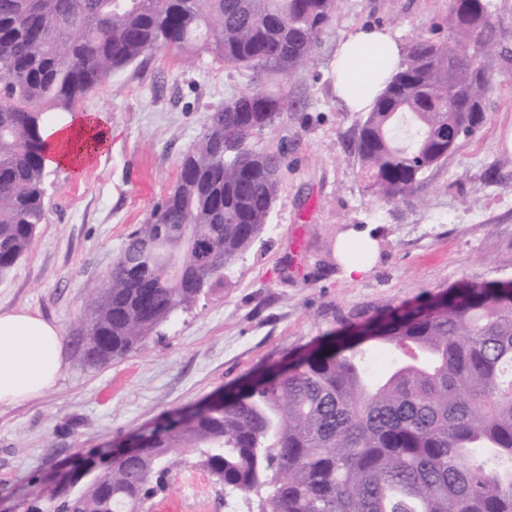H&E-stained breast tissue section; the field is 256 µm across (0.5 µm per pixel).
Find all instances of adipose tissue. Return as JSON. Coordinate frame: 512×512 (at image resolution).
Segmentation results:
<instances>
[{"label":"adipose tissue","instance_id":"ef3b65f1","mask_svg":"<svg viewBox=\"0 0 512 512\" xmlns=\"http://www.w3.org/2000/svg\"><path fill=\"white\" fill-rule=\"evenodd\" d=\"M401 59V47L384 28L360 27L343 36L334 62L337 101L351 112L370 111ZM46 167L76 172L108 150L112 128L101 121L66 119L53 123ZM64 367L61 330L27 311H0V404L44 395Z\"/></svg>","mask_w":512,"mask_h":512}]
</instances>
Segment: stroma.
Returning <instances> with one entry per match:
<instances>
[{
	"label": "stroma",
	"mask_w": 512,
	"mask_h": 512,
	"mask_svg": "<svg viewBox=\"0 0 512 512\" xmlns=\"http://www.w3.org/2000/svg\"><path fill=\"white\" fill-rule=\"evenodd\" d=\"M449 0H339L288 103L254 138L282 152L280 192L261 236L223 282L177 311L145 348L103 366L84 362L79 333L86 290L110 271L128 234L146 223L177 181L180 162L213 112L252 84L251 71L210 56L185 63L166 47L84 98L104 112L112 144L82 176L48 170L46 219L31 251L0 282V308L26 309L65 337V370L43 396L0 405V512H50L60 481L85 458L107 457L166 414L188 411L241 385L250 372L296 355L342 326L467 278L512 277V56L496 58L487 119L434 170L420 203L397 211L365 189L352 140L363 115L336 101V44L356 27H385L401 44L448 35ZM379 246L368 272L344 275L351 231ZM166 487L182 512H230L224 493L174 449Z\"/></svg>",
	"instance_id": "35a3bbf8"
}]
</instances>
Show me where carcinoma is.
Wrapping results in <instances>:
<instances>
[{
	"label": "carcinoma",
	"instance_id": "1",
	"mask_svg": "<svg viewBox=\"0 0 512 512\" xmlns=\"http://www.w3.org/2000/svg\"><path fill=\"white\" fill-rule=\"evenodd\" d=\"M338 0H0V280L45 219L46 136L55 116L147 53L169 46L252 71L213 113L175 186L90 288L82 356L102 366L145 347L224 278L276 202L281 155L256 133L287 103ZM492 0H451L448 39L419 36L360 122V173L379 200L413 206L428 173L486 119ZM392 355L375 374L343 333L234 391L153 425L139 450L77 498L75 512H143L188 448L226 495L258 512H512V278L461 279L432 300L364 324Z\"/></svg>",
	"mask_w": 512,
	"mask_h": 512
}]
</instances>
